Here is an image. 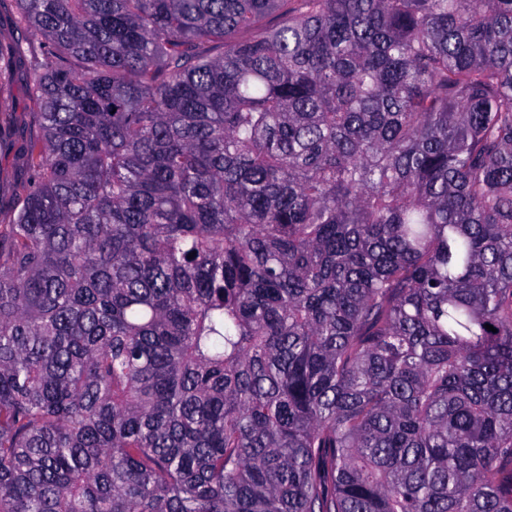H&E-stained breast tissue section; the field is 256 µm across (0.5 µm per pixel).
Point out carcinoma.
Returning <instances> with one entry per match:
<instances>
[{
    "label": "carcinoma",
    "instance_id": "cac0c4a2",
    "mask_svg": "<svg viewBox=\"0 0 512 512\" xmlns=\"http://www.w3.org/2000/svg\"><path fill=\"white\" fill-rule=\"evenodd\" d=\"M14 8L0 512H512V0ZM30 75L24 66L15 64L0 82V97L5 112H0V204L8 209L23 196L28 174L19 165V135L34 124L35 103L28 95Z\"/></svg>",
    "mask_w": 512,
    "mask_h": 512
}]
</instances>
